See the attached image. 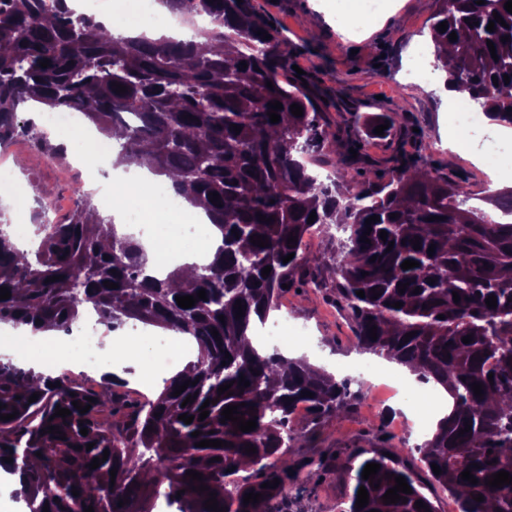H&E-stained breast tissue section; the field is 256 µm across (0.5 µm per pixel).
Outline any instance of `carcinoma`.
<instances>
[{"label": "carcinoma", "instance_id": "obj_1", "mask_svg": "<svg viewBox=\"0 0 512 512\" xmlns=\"http://www.w3.org/2000/svg\"><path fill=\"white\" fill-rule=\"evenodd\" d=\"M54 2L48 9L45 0H0V148L28 135L59 159L63 148L33 121L22 119L21 107L37 103L46 112H79L107 138L121 132L116 163L142 153L151 172L170 179L176 192L190 188L189 202L205 208L221 232V244L212 262L190 281L176 269L164 277L151 275L140 242L117 235L85 194L78 195L68 222L33 225L39 238L33 251L16 248L7 230L0 231V288L11 293L0 300V322L67 333L79 320L80 307L90 304L98 322L114 331L139 322L187 333L198 346L188 375L165 380L155 399L131 407L121 400L116 391L121 381L113 376H104L96 390L67 375H37L0 361V414L18 412L14 419L0 420V458L13 459L9 470L21 477L15 494L30 512H43L46 505L49 512H84L90 505L94 512H152L146 505L162 493L177 512H213L205 508L211 492L225 512H284L281 498L301 473L328 467L321 456L288 460L287 449L301 439L289 426L290 416L304 405L316 425L340 417L352 406L348 381L330 384L325 371L307 361L261 352L250 341L278 308L283 285L317 262L300 254L313 211L314 223L350 230L339 245L336 291L352 321L354 347L410 367L417 381L440 385L452 400L448 415L423 443L430 477L455 500L458 512H512V484H485L501 470L512 474V223H488L486 213L470 204L465 182L424 172L404 153L393 158L390 179L378 181L360 141L330 130L314 93L303 82L285 78L288 47L255 13L251 0H161L174 13L211 17L214 28L204 35L224 47L211 56L196 52L189 41L117 36L70 9L67 0ZM505 2L437 0L431 33L434 67L445 71L444 86L468 92L490 121L512 125V13ZM495 12L505 24L495 23L490 32L486 27ZM443 21L448 28L442 33L438 25ZM258 30L271 39L257 35ZM453 32L457 40L451 42ZM504 36L509 40L501 41ZM44 60L50 66L41 67ZM506 75L511 82L504 81ZM114 82L127 91L116 92ZM274 101L283 105L277 123L267 115ZM292 104L302 106L303 116L291 113ZM235 124L241 127L238 134ZM330 138L342 144L334 156L324 152ZM314 155L337 169L344 186L325 185L308 172L300 158ZM214 192L221 200L217 205L210 201ZM485 202L512 213V188ZM392 213L397 217L390 218ZM261 214L270 221L259 220ZM373 215L380 220L366 225ZM366 231L369 242L364 243ZM253 235L265 236L268 246L251 243ZM291 235L296 242L289 244ZM415 238L419 250L411 245ZM290 253L294 257L283 262ZM406 260L419 266L404 270ZM267 266L271 271L264 278ZM52 276L59 280L48 281ZM105 281L118 288L105 287ZM399 282L407 284L402 294ZM200 289L207 300L188 309L177 305L175 297L195 296ZM375 291L380 293L376 299ZM491 295L495 308L485 303ZM238 300L244 315L237 319ZM394 302L403 306L394 308ZM440 314L444 319H438ZM373 326L375 340L369 337ZM213 330L221 340L211 335ZM410 332L413 337L404 341ZM467 335L469 344L462 342ZM241 375L250 382L243 390ZM187 380L196 385L173 396ZM56 382L60 386L49 387ZM225 383L231 392L218 393ZM473 383L482 384L483 396L474 394ZM305 391L314 397L304 396ZM35 393L39 398L29 402ZM189 395L196 399L182 405ZM208 399L209 415L201 421L200 407ZM75 401L91 408L82 414ZM230 404L240 405L244 419L256 418V429L242 432L222 421V410ZM58 406L71 414L55 415ZM182 414L194 416L192 423L180 420ZM467 423L471 430L459 434ZM50 426L59 430L51 434ZM83 426L86 436L80 433ZM195 431L200 435L191 436ZM204 439L230 446H195ZM247 444L256 452H245ZM106 449L107 460L89 469L87 464ZM358 456L359 463L343 464L349 492L340 512H424L415 508L419 500L436 512L414 475L395 459L375 449ZM244 458L257 468V477L241 484L234 476ZM368 463L380 469L365 480ZM433 463L441 474H434ZM466 469L478 483L461 479ZM188 470L202 473V481L186 477ZM396 476L405 478L412 493L402 494L405 503L386 504L382 496ZM274 479L280 480L277 487L261 488ZM201 484L208 490H194ZM362 486L369 503L359 509L355 503ZM74 488L79 495L72 494ZM182 489L185 493L177 494ZM251 491L263 498L246 505L243 497ZM477 495L484 501H475ZM124 499L128 503L118 506Z\"/></svg>", "mask_w": 512, "mask_h": 512}]
</instances>
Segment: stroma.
<instances>
[{
    "instance_id": "stroma-1",
    "label": "stroma",
    "mask_w": 512,
    "mask_h": 512,
    "mask_svg": "<svg viewBox=\"0 0 512 512\" xmlns=\"http://www.w3.org/2000/svg\"><path fill=\"white\" fill-rule=\"evenodd\" d=\"M319 0H252L255 11L273 22L288 41V62L303 71L323 103L321 109L332 128L359 132L369 159L382 175H389L397 150L419 157L422 169L456 181H465L475 198L487 196V184L474 165L473 149L448 150L447 99L443 72L431 80L409 85L408 71L418 53L432 54L428 41L436 0H402L401 8L371 33L344 35L332 15H320L317 25L308 16ZM395 117L383 134L356 130V114ZM13 165L19 185L36 184L41 198L52 199L57 219L69 218L80 187L75 165L45 166L39 149L26 137H18L0 149V162ZM39 197V198H40ZM336 241L319 240L312 250L317 265L306 270L316 280L313 288H289L271 320L288 319L291 326L307 327L309 341L326 351L329 362L340 365L369 362V354L355 350L352 328L336 294L334 273ZM356 396L353 410L322 426L308 417L294 419L301 433L293 459L326 456L329 467L302 489L290 490L288 512H337L343 484L339 466L359 450L387 444L417 473H424L418 450L422 435L411 417L412 408L401 399L384 398L377 373H348Z\"/></svg>"
}]
</instances>
